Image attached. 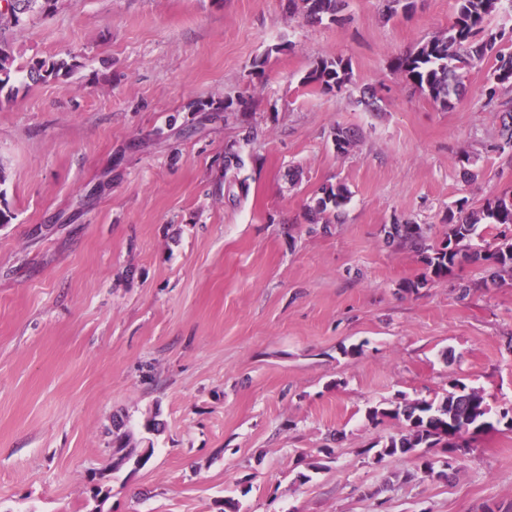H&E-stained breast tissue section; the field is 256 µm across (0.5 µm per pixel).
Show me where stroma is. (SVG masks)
Segmentation results:
<instances>
[{
    "mask_svg": "<svg viewBox=\"0 0 512 512\" xmlns=\"http://www.w3.org/2000/svg\"><path fill=\"white\" fill-rule=\"evenodd\" d=\"M415 4L388 19L342 0L310 25L288 0H59L8 31L16 66H79L0 99V512H512L505 424L446 481L421 468L440 449L371 451L403 429L373 407L456 382L512 407V273L467 263L408 292L423 265L382 231L408 219L439 242L457 199L512 186L491 61L461 71L446 110L392 70L453 20L454 0ZM336 55L347 88L304 85ZM227 95L258 141L233 121L183 136L190 101ZM338 127L357 135L344 155ZM227 170L250 185L234 204ZM336 182L341 222L310 223ZM119 419L152 443L144 466L111 471Z\"/></svg>",
    "mask_w": 512,
    "mask_h": 512,
    "instance_id": "35a3bbf8",
    "label": "stroma"
}]
</instances>
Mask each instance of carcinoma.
Listing matches in <instances>:
<instances>
[{
  "label": "carcinoma",
  "instance_id": "1",
  "mask_svg": "<svg viewBox=\"0 0 512 512\" xmlns=\"http://www.w3.org/2000/svg\"><path fill=\"white\" fill-rule=\"evenodd\" d=\"M58 0H6L4 13L14 18L13 23L0 27V96L10 98L16 93L13 83L15 57L3 31L23 21V17L40 9L52 12ZM382 12L392 18L400 13L409 15L414 0H381ZM455 16L448 32L417 44L414 48L392 58V68L406 75L421 90H426L440 105L448 109L453 106V97L458 91L459 71L472 67L486 59L495 61L492 76L496 83H512V53H504L498 43V34L486 33L489 16L496 10L500 0H454ZM340 0H289V7L298 9L310 23H320L324 18L336 20ZM76 64L54 57L32 62L26 77L43 81L70 72ZM352 65L340 56L325 57L304 77L323 92L339 90L352 80ZM500 136L503 145L512 148V103L503 104ZM192 114L200 112H222L224 117H241L246 125V139L257 137V129L246 124L247 107L241 97L226 96L222 100H196L188 103ZM249 186L244 180L224 178V195L229 200H238L247 195ZM317 211L330 213L338 218L339 209L347 202L349 190L343 184H328L320 188ZM448 232L438 245L426 243L421 225L409 220L395 221L384 225L386 240L410 245L420 255L424 265L422 277L403 285L414 292L426 285L428 279H441L452 273L464 262L480 263L492 274L512 272V235L505 233L497 241L482 249L471 247V241L480 224L512 225V187L502 190L475 209L469 200L461 198L448 208L446 217ZM490 409L484 394L464 384H453V391L441 401H416L392 408H373L368 417L375 423L394 419L404 423L405 432L389 437L377 450L379 459L405 455L416 448H453L452 438L456 432L466 429L475 436L491 426L486 421Z\"/></svg>",
  "mask_w": 512,
  "mask_h": 512
}]
</instances>
